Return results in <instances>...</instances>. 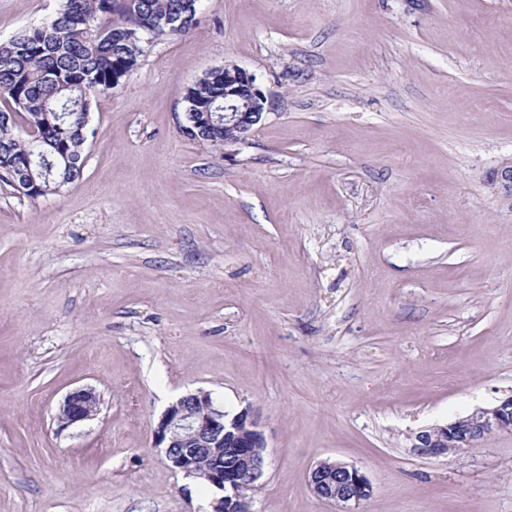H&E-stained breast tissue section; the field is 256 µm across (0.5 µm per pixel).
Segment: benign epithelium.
Here are the masks:
<instances>
[{
    "instance_id": "1",
    "label": "benign epithelium",
    "mask_w": 512,
    "mask_h": 512,
    "mask_svg": "<svg viewBox=\"0 0 512 512\" xmlns=\"http://www.w3.org/2000/svg\"><path fill=\"white\" fill-rule=\"evenodd\" d=\"M224 113L190 109L186 117L197 132L224 128V144L247 139L265 114L266 96L246 69L226 64ZM0 124L10 131L33 129L28 120L13 112L0 114ZM490 180L506 196L512 195V160H504ZM101 410V399L91 388H78L63 399L56 414L62 426L90 420ZM512 432V397L492 408H479L445 425H430L412 436V448L419 456H438L471 448L486 437ZM154 447L163 450L166 461L186 476L208 481L221 493L215 512H250V502L239 495L242 479L258 481L264 470L265 442L249 410L226 418L211 394L197 390L179 397L165 411L153 432ZM236 458L234 467H224V453ZM308 482L320 499L340 506L357 505L371 496L372 487L358 468L340 460L318 462Z\"/></svg>"
}]
</instances>
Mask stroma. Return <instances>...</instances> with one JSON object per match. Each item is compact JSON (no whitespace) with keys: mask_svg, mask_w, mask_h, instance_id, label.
<instances>
[{"mask_svg":"<svg viewBox=\"0 0 512 512\" xmlns=\"http://www.w3.org/2000/svg\"><path fill=\"white\" fill-rule=\"evenodd\" d=\"M62 4L0 0V42ZM227 63L268 104L215 147L184 95ZM85 153L60 193L0 182V512H212L153 443L198 389L264 436L251 512H339L326 459L353 512H512V433L411 447L512 397V0H202L92 95ZM100 410V396L91 388H78L64 397L56 414V421L61 426H70L94 418ZM308 482L320 499L346 506L357 505L371 496L372 487L358 468L340 460L318 462L309 472Z\"/></svg>","mask_w":512,"mask_h":512,"instance_id":"35a3bbf8","label":"stroma"}]
</instances>
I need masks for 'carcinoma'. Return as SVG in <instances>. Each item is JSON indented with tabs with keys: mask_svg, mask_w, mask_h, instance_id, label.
I'll list each match as a JSON object with an SVG mask.
<instances>
[{
	"mask_svg": "<svg viewBox=\"0 0 512 512\" xmlns=\"http://www.w3.org/2000/svg\"><path fill=\"white\" fill-rule=\"evenodd\" d=\"M183 0H65L62 11L48 25L24 29L0 42V101L4 111L25 116L36 136L13 137L0 128V154L11 171L3 178L16 182L33 175L43 190L26 196L55 193L66 179L76 183L83 172L85 134L80 132L89 111L92 88H112L138 66L141 43L130 38L153 19L181 12ZM90 25H85V20ZM199 107L224 111V79L204 77L187 90ZM57 144L77 166L72 171H43L38 148Z\"/></svg>",
	"mask_w": 512,
	"mask_h": 512,
	"instance_id": "1",
	"label": "carcinoma"
}]
</instances>
